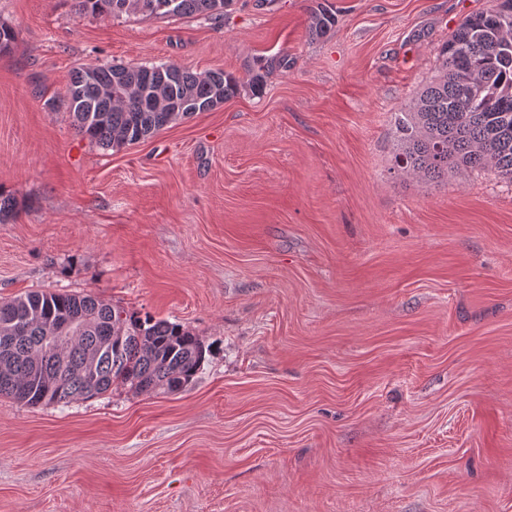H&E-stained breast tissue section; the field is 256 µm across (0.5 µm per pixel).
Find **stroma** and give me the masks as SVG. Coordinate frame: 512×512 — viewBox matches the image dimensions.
<instances>
[{
  "instance_id": "35a3bbf8",
  "label": "stroma",
  "mask_w": 512,
  "mask_h": 512,
  "mask_svg": "<svg viewBox=\"0 0 512 512\" xmlns=\"http://www.w3.org/2000/svg\"><path fill=\"white\" fill-rule=\"evenodd\" d=\"M493 3L0 0V299L91 293L211 348L172 394L0 397V512H512V179L394 168L396 114ZM271 57L261 92L119 150L47 106L85 64ZM216 0H71L74 12L81 16L120 18L124 14L146 16L205 15L215 23L224 18L215 6Z\"/></svg>"
}]
</instances>
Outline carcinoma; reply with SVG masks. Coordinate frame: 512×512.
<instances>
[{"label": "carcinoma", "mask_w": 512, "mask_h": 512, "mask_svg": "<svg viewBox=\"0 0 512 512\" xmlns=\"http://www.w3.org/2000/svg\"><path fill=\"white\" fill-rule=\"evenodd\" d=\"M81 16L120 18L205 15L224 18L215 0H71ZM335 18L322 9L311 31L324 34ZM439 74L395 120L401 152L395 166L434 180L460 166L512 179V0H495L464 18L443 45ZM248 69L258 91L262 71ZM241 81L222 70L197 73L162 62L87 64L73 72L62 103L77 132L105 149L139 143L179 118L207 112L236 95ZM65 321L73 339L65 353L48 354ZM201 340L180 323L144 317L98 296L31 291L0 300V396L36 406L103 394L112 385L173 393L194 380L205 360Z\"/></svg>", "instance_id": "cac0c4a2"}]
</instances>
